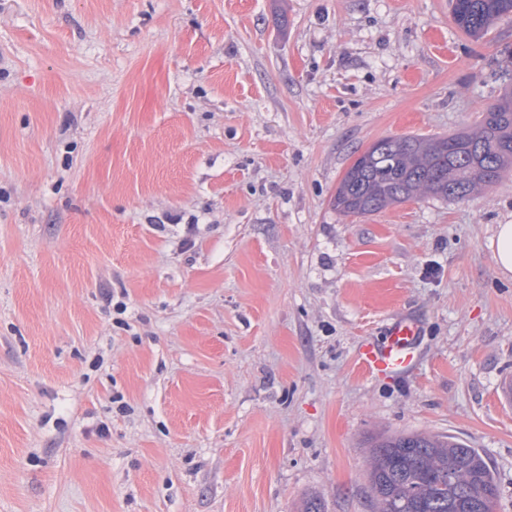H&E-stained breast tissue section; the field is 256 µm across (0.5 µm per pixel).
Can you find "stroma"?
Here are the masks:
<instances>
[{"mask_svg": "<svg viewBox=\"0 0 512 512\" xmlns=\"http://www.w3.org/2000/svg\"><path fill=\"white\" fill-rule=\"evenodd\" d=\"M507 48L451 0H0V512H373L402 431L512 512V173L331 204L372 143L475 126ZM493 259L504 276L512 274V224L497 225L490 241ZM420 338L416 321L396 318L386 328L380 343L366 344L360 354V363L372 376L384 377L403 370L411 362Z\"/></svg>", "mask_w": 512, "mask_h": 512, "instance_id": "35a3bbf8", "label": "stroma"}]
</instances>
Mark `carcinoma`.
<instances>
[{"mask_svg":"<svg viewBox=\"0 0 512 512\" xmlns=\"http://www.w3.org/2000/svg\"><path fill=\"white\" fill-rule=\"evenodd\" d=\"M512 14V0H453V17L480 38ZM343 176L332 207L371 215L428 197L463 201L512 171V87L472 129L439 137L383 139ZM377 512H495L499 489L478 450L452 436L401 432L372 444L369 472Z\"/></svg>","mask_w":512,"mask_h":512,"instance_id":"1","label":"carcinoma"}]
</instances>
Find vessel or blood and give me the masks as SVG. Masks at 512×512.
<instances>
[{
	"label": "vessel or blood",
	"instance_id": "obj_1",
	"mask_svg": "<svg viewBox=\"0 0 512 512\" xmlns=\"http://www.w3.org/2000/svg\"><path fill=\"white\" fill-rule=\"evenodd\" d=\"M420 338L416 321L394 319L386 328L385 338L379 343L366 344L360 354V363L373 376L384 377L403 370L411 362Z\"/></svg>",
	"mask_w": 512,
	"mask_h": 512
}]
</instances>
